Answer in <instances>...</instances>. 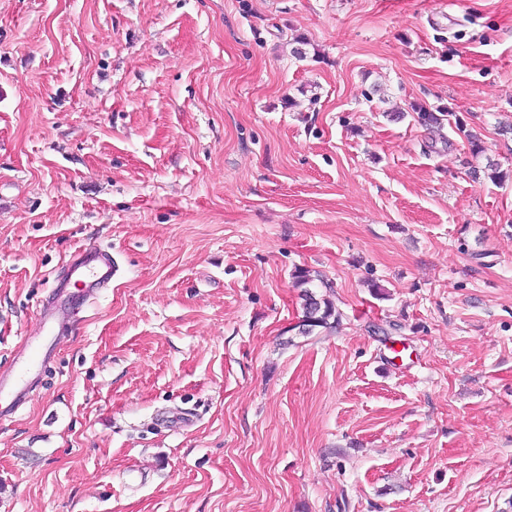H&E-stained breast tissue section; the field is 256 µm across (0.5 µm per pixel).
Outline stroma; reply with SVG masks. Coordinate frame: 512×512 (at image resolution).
<instances>
[{
    "label": "stroma",
    "instance_id": "obj_1",
    "mask_svg": "<svg viewBox=\"0 0 512 512\" xmlns=\"http://www.w3.org/2000/svg\"><path fill=\"white\" fill-rule=\"evenodd\" d=\"M506 123L512 0H0V367L76 247L118 267L0 512H512ZM299 286H305L301 291L300 299L302 300L303 319L301 333L309 334L315 327H331L329 322L332 317L335 316L334 308L331 302L322 296H318L310 288H318L312 285L313 281L319 280L322 288H331L330 285L320 279L313 278L310 276L309 271L300 270L295 276ZM312 286V287H311Z\"/></svg>",
    "mask_w": 512,
    "mask_h": 512
}]
</instances>
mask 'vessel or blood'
Wrapping results in <instances>:
<instances>
[{"instance_id": "obj_1", "label": "vessel or blood", "mask_w": 512, "mask_h": 512, "mask_svg": "<svg viewBox=\"0 0 512 512\" xmlns=\"http://www.w3.org/2000/svg\"><path fill=\"white\" fill-rule=\"evenodd\" d=\"M116 269L111 254L98 247H81L70 256L65 278L55 280L49 299L38 310L39 328L17 350L9 368H0V415L20 410L42 381L59 336L81 319L87 304L109 286Z\"/></svg>"}]
</instances>
